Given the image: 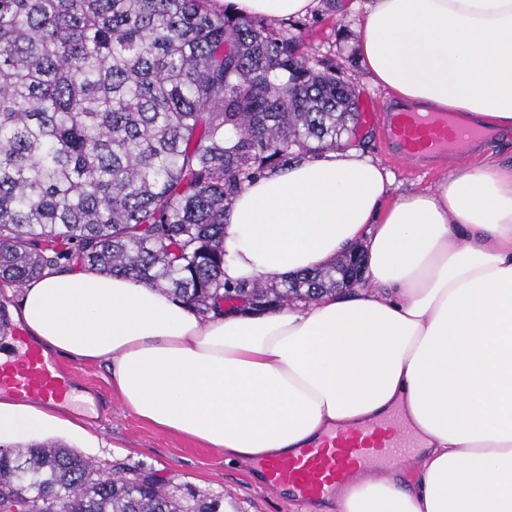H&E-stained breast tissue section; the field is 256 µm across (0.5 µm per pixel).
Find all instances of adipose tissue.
<instances>
[{
  "instance_id": "ef3b65f1",
  "label": "adipose tissue",
  "mask_w": 512,
  "mask_h": 512,
  "mask_svg": "<svg viewBox=\"0 0 512 512\" xmlns=\"http://www.w3.org/2000/svg\"><path fill=\"white\" fill-rule=\"evenodd\" d=\"M271 20L319 0H231ZM358 56L374 82L470 128L512 129V0H371ZM343 147L248 185L226 216L224 279L277 282L365 248V285L282 310L200 314L87 268L28 282L14 318L46 354L105 364L144 422L226 462L295 454L399 413L414 474L374 471L313 512H512V166L391 197ZM98 437L58 404L0 393V447Z\"/></svg>"
}]
</instances>
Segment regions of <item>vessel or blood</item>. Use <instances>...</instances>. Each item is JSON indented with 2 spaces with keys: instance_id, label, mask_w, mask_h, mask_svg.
I'll use <instances>...</instances> for the list:
<instances>
[{
  "instance_id": "b4317fda",
  "label": "vessel or blood",
  "mask_w": 512,
  "mask_h": 512,
  "mask_svg": "<svg viewBox=\"0 0 512 512\" xmlns=\"http://www.w3.org/2000/svg\"><path fill=\"white\" fill-rule=\"evenodd\" d=\"M374 118L387 132L389 144L406 159L414 160L480 138L477 129L449 123L447 116L421 113L397 103L381 104ZM74 377L60 370L36 344L12 331L9 346L0 348V390L23 401L62 403L72 396ZM405 441L391 427L368 425L324 437L291 456L261 462L264 485L274 491L290 490L298 498L317 499L333 494L382 461L399 464Z\"/></svg>"
}]
</instances>
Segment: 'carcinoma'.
<instances>
[{
  "label": "carcinoma",
  "instance_id": "carcinoma-1",
  "mask_svg": "<svg viewBox=\"0 0 512 512\" xmlns=\"http://www.w3.org/2000/svg\"><path fill=\"white\" fill-rule=\"evenodd\" d=\"M356 91L328 56L210 0H0V281L62 263L161 286L205 314L343 289L344 259L224 282V218L252 181L336 147ZM154 469L60 444L0 450V512H221Z\"/></svg>",
  "mask_w": 512,
  "mask_h": 512
}]
</instances>
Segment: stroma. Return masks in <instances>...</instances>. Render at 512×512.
I'll return each instance as SVG.
<instances>
[{
  "label": "stroma",
  "instance_id": "obj_1",
  "mask_svg": "<svg viewBox=\"0 0 512 512\" xmlns=\"http://www.w3.org/2000/svg\"><path fill=\"white\" fill-rule=\"evenodd\" d=\"M367 0H336L335 11L318 7L303 17L302 33L308 44L321 54H334L336 69L352 82L358 94L360 120L353 134L342 142L365 152L390 174L394 196L435 188L448 178L461 174L484 158L512 163V132H494L480 150L448 158L438 154L405 162L383 142V131L368 115L370 104L388 101L389 96L373 85L357 54V31L363 20ZM61 370L74 375L81 393L69 405V412L84 421L100 443L90 457L98 465L121 461L162 471L177 486L188 485L232 501L236 512H302V501L287 494L267 490L253 477L249 466L228 463L223 453L204 448L193 441L156 429L125 407L112 391L104 366L58 358Z\"/></svg>",
  "mask_w": 512,
  "mask_h": 512
}]
</instances>
